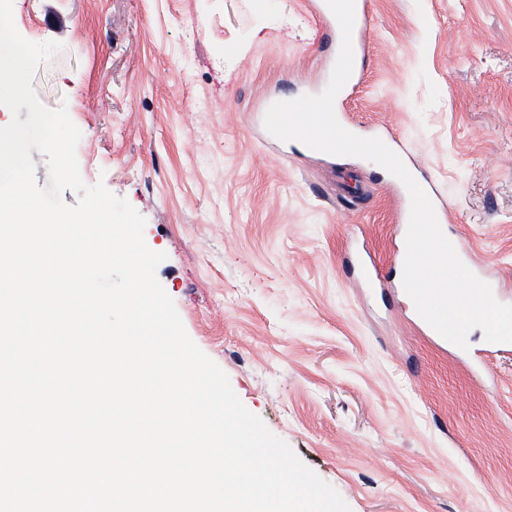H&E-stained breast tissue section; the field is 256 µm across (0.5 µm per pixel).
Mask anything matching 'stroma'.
Returning a JSON list of instances; mask_svg holds the SVG:
<instances>
[{"mask_svg":"<svg viewBox=\"0 0 512 512\" xmlns=\"http://www.w3.org/2000/svg\"><path fill=\"white\" fill-rule=\"evenodd\" d=\"M370 18L341 109L399 142L512 304V0H370ZM13 19L59 42L35 93L80 129L83 180L145 218L190 338L351 512H512V353L410 328L375 163L266 147V104L330 80L317 0H13Z\"/></svg>","mask_w":512,"mask_h":512,"instance_id":"stroma-1","label":"stroma"}]
</instances>
